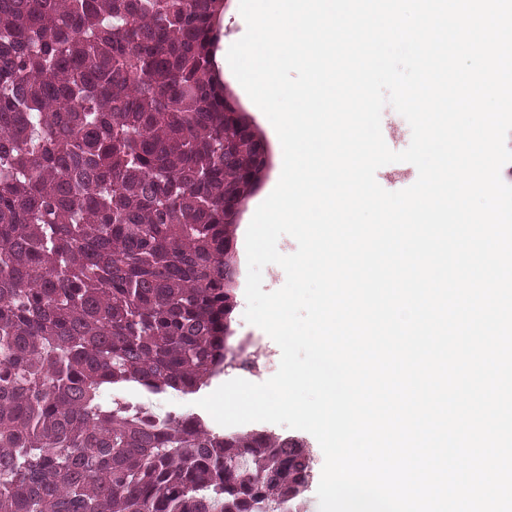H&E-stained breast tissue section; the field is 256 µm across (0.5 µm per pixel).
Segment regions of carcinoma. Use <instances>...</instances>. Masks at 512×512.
Returning <instances> with one entry per match:
<instances>
[{"mask_svg": "<svg viewBox=\"0 0 512 512\" xmlns=\"http://www.w3.org/2000/svg\"><path fill=\"white\" fill-rule=\"evenodd\" d=\"M224 0H0V512H303L308 448L101 402L224 369L225 206L263 165L215 77Z\"/></svg>", "mask_w": 512, "mask_h": 512, "instance_id": "cac0c4a2", "label": "carcinoma"}]
</instances>
